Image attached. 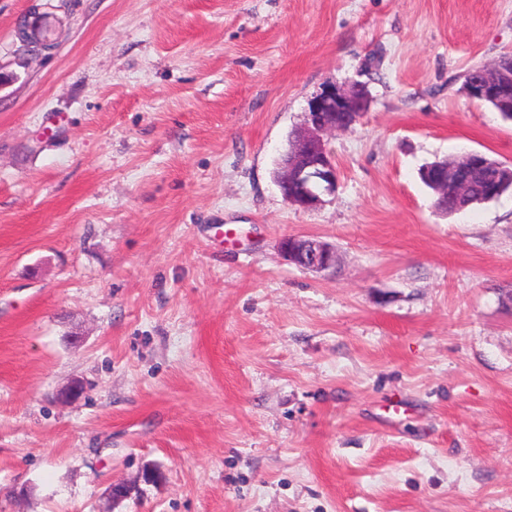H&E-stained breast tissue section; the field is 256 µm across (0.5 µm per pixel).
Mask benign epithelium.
<instances>
[{
    "label": "benign epithelium",
    "instance_id": "obj_1",
    "mask_svg": "<svg viewBox=\"0 0 512 512\" xmlns=\"http://www.w3.org/2000/svg\"><path fill=\"white\" fill-rule=\"evenodd\" d=\"M17 38L27 52L49 49L46 42L31 38V22H23ZM481 79L467 80L464 88L475 99L497 104L499 112L512 120V71L499 64L478 67ZM369 96L365 86L354 83L348 88H326L309 103L304 126L294 134L292 151L279 163L276 184L290 204L313 210L324 198L335 193L338 181L336 161L326 146L325 136L354 125L368 110ZM436 192L448 197V182L459 193L470 188L472 166L447 165V176L425 173ZM281 254L291 263L311 272L323 273L336 269V247L316 239L286 236L279 242Z\"/></svg>",
    "mask_w": 512,
    "mask_h": 512
}]
</instances>
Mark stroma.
Listing matches in <instances>:
<instances>
[{
	"label": "stroma",
	"mask_w": 512,
	"mask_h": 512,
	"mask_svg": "<svg viewBox=\"0 0 512 512\" xmlns=\"http://www.w3.org/2000/svg\"><path fill=\"white\" fill-rule=\"evenodd\" d=\"M510 52L512 0H0V512H512V194L419 178L512 163L462 89ZM354 82L295 208L276 160ZM368 105L367 90L358 83L348 88L328 87L310 101L304 126L294 134L293 149L279 163L276 184L286 201L313 210L335 193L336 161L325 136L354 125L367 112ZM326 112H343V116L336 122V114L329 117ZM447 177L437 175L430 176V171L425 173L426 178L432 182L436 192L441 198H448V209L453 205L454 200L448 192V181H453V186L459 193H465L470 188L472 180V165L461 166L458 164H447ZM281 254L291 263L311 272L336 269V248L326 242L302 236H286L279 242Z\"/></svg>",
	"instance_id": "35a3bbf8"
}]
</instances>
